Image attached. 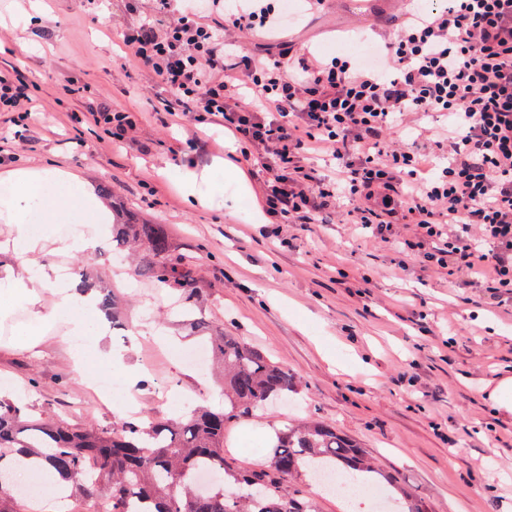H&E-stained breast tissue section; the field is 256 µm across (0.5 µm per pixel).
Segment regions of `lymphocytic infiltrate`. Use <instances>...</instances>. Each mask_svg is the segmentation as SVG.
<instances>
[{"label": "lymphocytic infiltrate", "instance_id": "1", "mask_svg": "<svg viewBox=\"0 0 512 512\" xmlns=\"http://www.w3.org/2000/svg\"><path fill=\"white\" fill-rule=\"evenodd\" d=\"M154 16L123 37L132 60L174 97L157 119L224 126L239 161L266 173L262 208L275 224H320L348 201L363 235L390 241L415 225L399 251L483 290L486 304L512 296V0H443L409 21L370 64L310 51L281 59L228 58L227 32L273 30L274 9L246 0L224 21L153 0ZM19 73H0V111L33 119ZM441 112L446 128L426 145L394 144L417 114ZM337 162L331 173L318 153Z\"/></svg>", "mask_w": 512, "mask_h": 512}]
</instances>
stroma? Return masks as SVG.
Masks as SVG:
<instances>
[{"mask_svg": "<svg viewBox=\"0 0 512 512\" xmlns=\"http://www.w3.org/2000/svg\"><path fill=\"white\" fill-rule=\"evenodd\" d=\"M294 2L297 18L279 24L271 54L286 42L325 58L350 57L353 39L392 34L404 18L398 0H328L319 9ZM136 20L128 0H0V70L26 78L38 114L20 144L0 149V177L64 169L111 189L137 217L165 225L176 251L197 265L206 328L183 325L178 293L133 278L111 238L90 255L49 242L37 263L52 275L69 265L75 284L82 268L96 269L108 288L125 294V319L105 324L78 366L59 341L68 319L47 324L34 356L11 341L28 318L14 309L0 323V394L87 428L135 414L178 418L199 404L219 409V374L188 367L182 355L207 347L210 331L221 329L298 381L256 421L227 433L230 467L263 463L278 431L314 417L361 443L426 512H512V412L488 398L512 376V299L483 304L482 289L449 282L443 271L415 263L399 270L398 252L360 236L343 213L330 224L268 223L262 174L243 165L242 187L220 167L232 146L222 126L166 128L156 120L168 94L122 43ZM72 80L79 95L63 91ZM102 108L135 116L131 142L115 146L90 129L88 113ZM194 137L206 149L189 148ZM186 171L209 206L186 197ZM109 351L117 362L106 359ZM108 375L119 383L139 377L137 411L99 392L97 379Z\"/></svg>", "mask_w": 512, "mask_h": 512, "instance_id": "obj_1", "label": "stroma"}]
</instances>
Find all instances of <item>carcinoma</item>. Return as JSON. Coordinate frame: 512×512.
Returning <instances> with one entry per match:
<instances>
[{"mask_svg": "<svg viewBox=\"0 0 512 512\" xmlns=\"http://www.w3.org/2000/svg\"><path fill=\"white\" fill-rule=\"evenodd\" d=\"M112 240L139 250L135 275L179 291L186 303L196 300L192 265L175 254L164 225L140 223L114 210ZM81 287L101 293L100 309L118 321L116 297L98 287L91 273L82 275ZM210 341L224 367L222 411L198 406L178 419L151 416L87 429L38 419L21 401L0 397V477L17 466H48L64 482L76 483L79 500L102 499L101 512H317L312 499L294 487L299 474H337L341 466L348 472L374 471L358 442L315 420L278 432L269 465L226 470V431L295 391L297 380L235 336L217 330ZM202 470L212 475L206 484L197 480Z\"/></svg>", "mask_w": 512, "mask_h": 512, "instance_id": "1", "label": "carcinoma"}]
</instances>
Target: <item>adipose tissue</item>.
I'll use <instances>...</instances> for the list:
<instances>
[{
  "label": "adipose tissue",
  "mask_w": 512,
  "mask_h": 512,
  "mask_svg": "<svg viewBox=\"0 0 512 512\" xmlns=\"http://www.w3.org/2000/svg\"><path fill=\"white\" fill-rule=\"evenodd\" d=\"M5 180L10 185V194L0 201V220L12 225L13 243L19 248V256L16 270L0 280V301L26 305L30 314L28 324L16 332L18 346L24 349L36 347L43 326L58 313H67L74 318L69 344L99 337L101 325L97 308L91 299L78 291L66 293L55 312L46 313L39 309V294L49 287L51 277L29 258L30 253L41 247L44 237L32 231L25 216L30 209L38 207L46 211L49 223L59 224L68 220L74 209L87 211L93 219L91 227L61 240L60 247L88 255L109 235L111 209L89 183L58 169L15 170L8 173Z\"/></svg>",
  "instance_id": "adipose-tissue-1"
}]
</instances>
